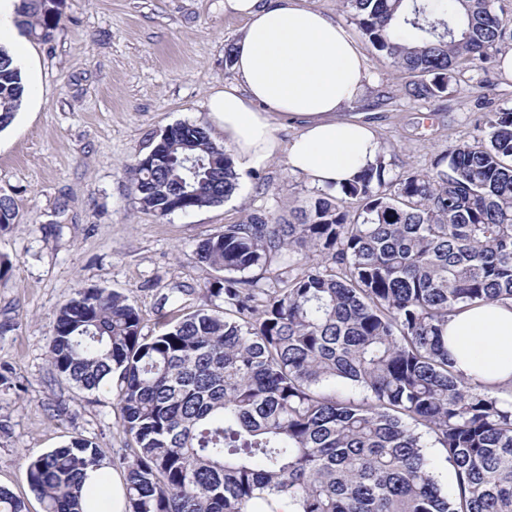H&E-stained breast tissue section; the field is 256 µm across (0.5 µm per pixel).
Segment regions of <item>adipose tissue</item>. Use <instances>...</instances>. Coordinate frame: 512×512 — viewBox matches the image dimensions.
<instances>
[{"label": "adipose tissue", "mask_w": 512, "mask_h": 512, "mask_svg": "<svg viewBox=\"0 0 512 512\" xmlns=\"http://www.w3.org/2000/svg\"><path fill=\"white\" fill-rule=\"evenodd\" d=\"M244 19L234 44L235 81L208 98L239 179L278 156L289 171L325 187L355 180L376 164L380 140L354 115L372 82L353 35L308 0H224ZM297 120L291 137L276 134L280 117ZM457 372L494 388L512 386V302H491L452 316L444 328ZM91 512H125L123 478L107 465L88 470Z\"/></svg>", "instance_id": "ef3b65f1"}]
</instances>
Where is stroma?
<instances>
[{
  "label": "stroma",
  "mask_w": 512,
  "mask_h": 512,
  "mask_svg": "<svg viewBox=\"0 0 512 512\" xmlns=\"http://www.w3.org/2000/svg\"><path fill=\"white\" fill-rule=\"evenodd\" d=\"M244 28L224 0H64L49 42L23 37L36 68V106L0 131V193L14 225L0 232V488L43 512L27 480L31 457L81 436L122 474L133 445L111 393L78 388L47 361L54 315L76 286L125 293L143 331L161 329L160 299L192 288L188 308L208 304L212 271L198 244L274 204L304 205L317 189L275 158L223 204L156 218L140 210L127 171L169 127L208 129V97L233 81L225 50ZM374 81L360 107L391 173L429 171L449 145L472 139L476 116L512 107L499 71L477 85L461 68L440 101L413 98L410 78L363 45Z\"/></svg>",
  "instance_id": "1"
}]
</instances>
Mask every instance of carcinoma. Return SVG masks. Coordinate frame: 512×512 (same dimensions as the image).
<instances>
[{"label":"carcinoma","instance_id":"carcinoma-1","mask_svg":"<svg viewBox=\"0 0 512 512\" xmlns=\"http://www.w3.org/2000/svg\"><path fill=\"white\" fill-rule=\"evenodd\" d=\"M361 36L439 99L463 64L492 62L512 17L492 0H343ZM63 0H20L21 31L49 41ZM20 68L0 46V130L19 111ZM431 170L384 159L320 189L283 221L252 212L197 247L218 300L182 316L161 305L157 336L121 292L79 285L55 314L48 359L85 391L106 388L135 447L123 458L126 512H512V402L462 378L449 317L512 301V108L476 119ZM142 210L164 218L224 203L238 177L196 125L164 132L129 168ZM14 199L0 194V231ZM273 267L285 271L264 283ZM457 477L442 489L426 452ZM102 463L74 437L31 458L45 512H84L82 477ZM0 512L25 504L0 489Z\"/></svg>","mask_w":512,"mask_h":512}]
</instances>
